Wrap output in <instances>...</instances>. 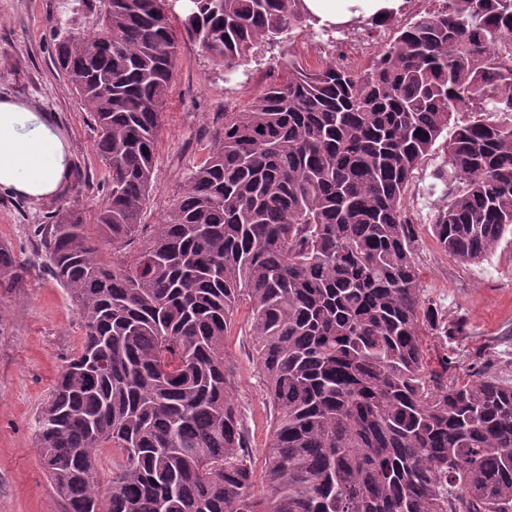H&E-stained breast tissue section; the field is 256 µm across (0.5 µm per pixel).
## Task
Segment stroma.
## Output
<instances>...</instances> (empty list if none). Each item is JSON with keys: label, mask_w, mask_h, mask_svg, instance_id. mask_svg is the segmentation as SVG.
<instances>
[{"label": "stroma", "mask_w": 512, "mask_h": 512, "mask_svg": "<svg viewBox=\"0 0 512 512\" xmlns=\"http://www.w3.org/2000/svg\"><path fill=\"white\" fill-rule=\"evenodd\" d=\"M98 17L92 0H0V95L54 114L71 142L76 167L86 174L77 189L50 199L0 194V243L10 247L21 269L18 284L0 285V512H66L41 465L35 426L62 367L80 345L82 327L70 295L44 272L32 229L51 208L76 201L90 219L103 201L108 172L95 151L89 114L54 63L50 28L56 20L86 30ZM320 34L315 25L296 28L289 40L252 50L231 72L178 39L143 223H160L173 207L191 170L212 148L225 113L247 109L267 84L283 81L289 58L306 57ZM444 163L443 150L435 149L405 196L408 217L418 230L414 256L421 296L458 328L445 340L425 336L427 364L437 372L448 358L459 378L485 366L512 379V240L504 239L479 264L460 263L439 249L429 227L437 201L429 186ZM249 315L248 306L238 307L225 350L236 366V399L258 470L273 408L256 366Z\"/></svg>", "instance_id": "stroma-1"}]
</instances>
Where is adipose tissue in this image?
<instances>
[{
	"label": "adipose tissue",
	"mask_w": 512,
	"mask_h": 512,
	"mask_svg": "<svg viewBox=\"0 0 512 512\" xmlns=\"http://www.w3.org/2000/svg\"><path fill=\"white\" fill-rule=\"evenodd\" d=\"M321 22L341 24L399 7L402 0H304ZM73 153L57 118L0 97V193L34 200L60 195L73 174Z\"/></svg>",
	"instance_id": "ef3b65f1"
}]
</instances>
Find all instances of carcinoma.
<instances>
[{
    "label": "carcinoma",
    "mask_w": 512,
    "mask_h": 512,
    "mask_svg": "<svg viewBox=\"0 0 512 512\" xmlns=\"http://www.w3.org/2000/svg\"><path fill=\"white\" fill-rule=\"evenodd\" d=\"M165 2L100 0L94 28L56 30L108 169L95 233L76 202L34 232L84 328L36 425L66 512H512V382L426 372L424 331L457 327L421 297L405 209L466 115L433 174L431 234L469 264L512 236V0H440L363 71L288 60L286 82L224 113L142 241L178 55ZM306 21L303 0H196L181 27L231 70ZM18 270L0 244V279ZM244 301L275 410L261 493L224 347Z\"/></svg>",
    "instance_id": "1"
}]
</instances>
